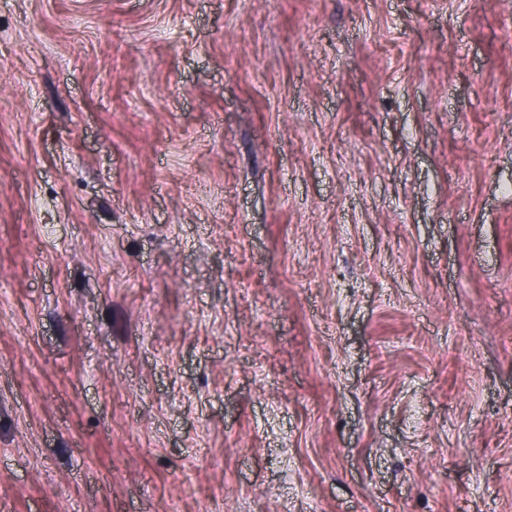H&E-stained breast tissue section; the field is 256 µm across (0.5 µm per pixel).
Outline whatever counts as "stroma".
<instances>
[{"label": "stroma", "mask_w": 512, "mask_h": 512, "mask_svg": "<svg viewBox=\"0 0 512 512\" xmlns=\"http://www.w3.org/2000/svg\"><path fill=\"white\" fill-rule=\"evenodd\" d=\"M0 512H512V0H0Z\"/></svg>", "instance_id": "1"}]
</instances>
